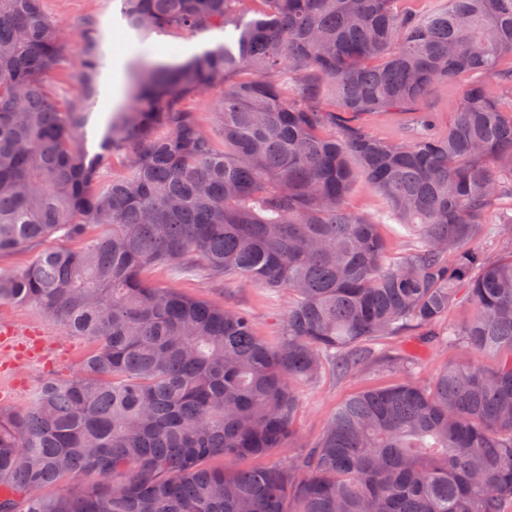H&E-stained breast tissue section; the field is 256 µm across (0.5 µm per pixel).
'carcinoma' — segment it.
Wrapping results in <instances>:
<instances>
[{
    "mask_svg": "<svg viewBox=\"0 0 512 512\" xmlns=\"http://www.w3.org/2000/svg\"><path fill=\"white\" fill-rule=\"evenodd\" d=\"M254 4L253 16L241 10ZM121 0L139 34L232 29L182 63L133 67L103 154L47 87L67 45L43 0H0V303L82 337V369L0 410V512H512V0ZM471 77L436 130L421 108ZM216 83L208 131L186 102ZM397 111L376 137L360 117ZM121 154L125 171L102 165ZM361 183L415 244L350 208ZM507 237L493 257L485 238ZM56 237L77 243L42 248ZM197 267L288 297L279 341L246 311L159 287ZM466 303L460 326L440 323ZM413 330L446 364L338 405L290 463L295 386ZM405 372L403 349L383 357ZM81 477L64 494L47 489ZM448 361H469L473 365L483 366L487 360L463 346L448 347V345H436L426 349L423 359L413 370V377L426 383L432 379L435 372Z\"/></svg>",
    "mask_w": 512,
    "mask_h": 512,
    "instance_id": "1",
    "label": "carcinoma"
}]
</instances>
